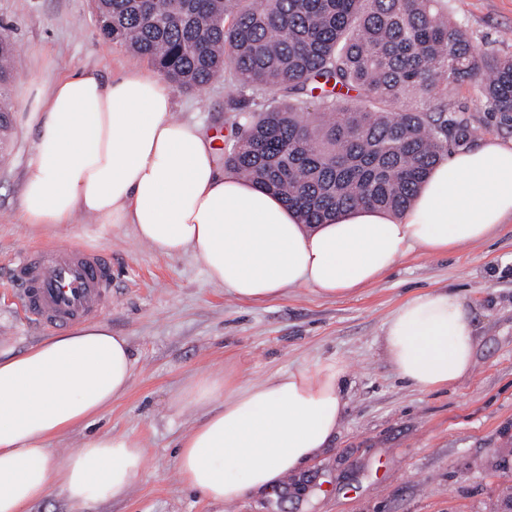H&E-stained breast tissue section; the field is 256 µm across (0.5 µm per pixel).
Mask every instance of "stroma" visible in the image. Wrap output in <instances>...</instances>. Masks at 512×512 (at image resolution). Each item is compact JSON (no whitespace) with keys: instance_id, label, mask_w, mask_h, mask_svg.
Here are the masks:
<instances>
[{"instance_id":"obj_1","label":"stroma","mask_w":512,"mask_h":512,"mask_svg":"<svg viewBox=\"0 0 512 512\" xmlns=\"http://www.w3.org/2000/svg\"><path fill=\"white\" fill-rule=\"evenodd\" d=\"M457 21L479 52L512 57V0H465ZM0 37L16 49L6 87L10 125L0 132V349L17 354L49 335L18 303L10 282L16 254L69 244L110 249L112 304L103 319L129 340L131 387L55 445L73 449L87 435L126 436L148 457L127 498L74 506L54 490L28 512H512L511 218L482 242L413 252L350 296L290 288L261 302L208 282L190 256L155 253L128 224L78 214L55 230L30 227L20 212L36 140L29 106L66 74L109 76L151 65L101 34L92 0H0ZM171 95L175 118L219 135L223 149L235 137L237 115L253 108L220 79ZM446 103L450 116L468 121L475 141L512 143V121L489 111L475 84L449 86ZM438 288L467 299L474 366L465 379L425 391L397 376L380 336L405 298ZM326 359L348 365L347 409L331 447L283 489L223 505L179 482L177 442L201 416L180 402L190 380L229 371L240 382L259 383Z\"/></svg>"}]
</instances>
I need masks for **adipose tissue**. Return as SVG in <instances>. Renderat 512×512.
Listing matches in <instances>:
<instances>
[{
	"label": "adipose tissue",
	"mask_w": 512,
	"mask_h": 512,
	"mask_svg": "<svg viewBox=\"0 0 512 512\" xmlns=\"http://www.w3.org/2000/svg\"><path fill=\"white\" fill-rule=\"evenodd\" d=\"M173 108L165 82L139 70L54 81L33 110L24 223L55 228L82 213L129 224L157 253L191 255L209 282L260 301L292 287L345 297L413 251L481 241L512 217V144L489 138L439 163L403 213L358 208L305 224L275 192L219 168L213 137ZM381 341L396 374L420 390L456 383L474 365L473 316L447 289L407 297ZM133 372L127 337L104 322L0 351V512H26L54 487L74 505L126 496L146 463L138 442L89 435L68 452L48 442L123 398ZM346 373L329 359L249 385L199 377L182 393L202 415L177 444L181 481L216 503L277 485L330 446Z\"/></svg>",
	"instance_id": "obj_1"
}]
</instances>
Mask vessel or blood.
<instances>
[{
	"label": "vessel or blood",
	"instance_id": "b4317fda",
	"mask_svg": "<svg viewBox=\"0 0 512 512\" xmlns=\"http://www.w3.org/2000/svg\"><path fill=\"white\" fill-rule=\"evenodd\" d=\"M13 282L26 313L48 330L93 317L112 303L108 250L64 245L18 254Z\"/></svg>",
	"mask_w": 512,
	"mask_h": 512
}]
</instances>
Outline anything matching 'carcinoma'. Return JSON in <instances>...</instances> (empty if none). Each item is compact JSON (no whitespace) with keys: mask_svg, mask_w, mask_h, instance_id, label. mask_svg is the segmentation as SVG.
<instances>
[{"mask_svg":"<svg viewBox=\"0 0 512 512\" xmlns=\"http://www.w3.org/2000/svg\"><path fill=\"white\" fill-rule=\"evenodd\" d=\"M102 34L180 90L216 77L261 96L224 165L281 195L304 224L408 208L467 121L448 85L477 82L512 121V58L480 54L446 0H94ZM14 45L0 38V128ZM322 100L316 112L301 98Z\"/></svg>","mask_w":512,"mask_h":512,"instance_id":"carcinoma-1","label":"carcinoma"}]
</instances>
